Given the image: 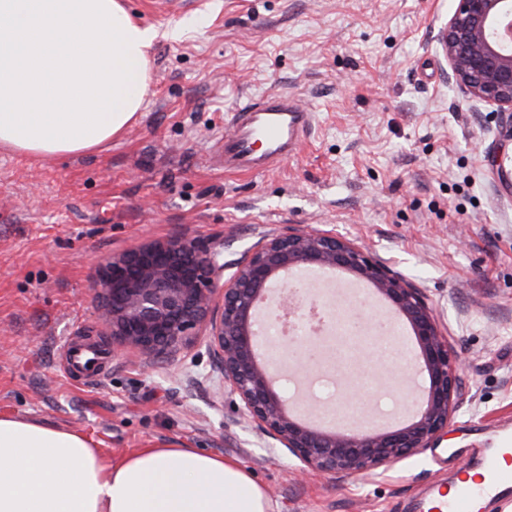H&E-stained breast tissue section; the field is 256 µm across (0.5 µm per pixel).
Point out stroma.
Instances as JSON below:
<instances>
[{"mask_svg":"<svg viewBox=\"0 0 512 512\" xmlns=\"http://www.w3.org/2000/svg\"><path fill=\"white\" fill-rule=\"evenodd\" d=\"M157 28L138 120L103 150L0 153V416L83 433L116 460L156 442L235 459L276 512H418L512 430V114L468 101L434 39L450 0H125ZM269 91L315 114L295 158L228 173L219 148L240 103ZM348 238L433 308L462 357L457 411L433 448L370 474L305 480L203 377L204 350L153 366L112 355L95 321L99 262L144 237L223 244L225 274L265 235ZM110 353L87 382L67 350ZM337 344L336 423L375 413L412 374L411 351Z\"/></svg>","mask_w":512,"mask_h":512,"instance_id":"stroma-1","label":"stroma"}]
</instances>
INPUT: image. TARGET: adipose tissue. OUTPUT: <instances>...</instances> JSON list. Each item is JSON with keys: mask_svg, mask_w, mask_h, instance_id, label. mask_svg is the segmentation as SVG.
<instances>
[{"mask_svg": "<svg viewBox=\"0 0 512 512\" xmlns=\"http://www.w3.org/2000/svg\"><path fill=\"white\" fill-rule=\"evenodd\" d=\"M157 32L123 0H0V149L93 153L141 111ZM0 512H275L235 460L153 443L118 461L79 432L0 416Z\"/></svg>", "mask_w": 512, "mask_h": 512, "instance_id": "1", "label": "adipose tissue"}]
</instances>
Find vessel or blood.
I'll return each mask as SVG.
<instances>
[{"label": "vessel or blood", "instance_id": "obj_1", "mask_svg": "<svg viewBox=\"0 0 512 512\" xmlns=\"http://www.w3.org/2000/svg\"><path fill=\"white\" fill-rule=\"evenodd\" d=\"M312 113L288 93L270 91L234 109L224 136V168L259 174L291 158ZM512 488V436L484 458L478 480L457 479L424 504V512H476L482 498Z\"/></svg>", "mask_w": 512, "mask_h": 512}]
</instances>
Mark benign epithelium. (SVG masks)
Listing matches in <instances>:
<instances>
[{"instance_id":"1","label":"benign epithelium","mask_w":512,"mask_h":512,"mask_svg":"<svg viewBox=\"0 0 512 512\" xmlns=\"http://www.w3.org/2000/svg\"><path fill=\"white\" fill-rule=\"evenodd\" d=\"M449 78L473 101L512 112V0H454L435 35ZM337 268L372 287L417 346L420 400L402 423L352 422L339 432L300 416L277 387V369L257 358V301L274 308L289 300L303 323L323 311L325 297L296 277ZM97 323L112 335V354L145 362L202 347L210 360L204 380L230 396L238 416L299 463L306 476L370 473L431 447L456 411L462 363L443 336L434 311L416 289L350 241L329 232L294 229L260 238L224 278V246L194 238L144 240L99 264ZM293 360L308 373L327 358L322 332L305 337Z\"/></svg>"}]
</instances>
